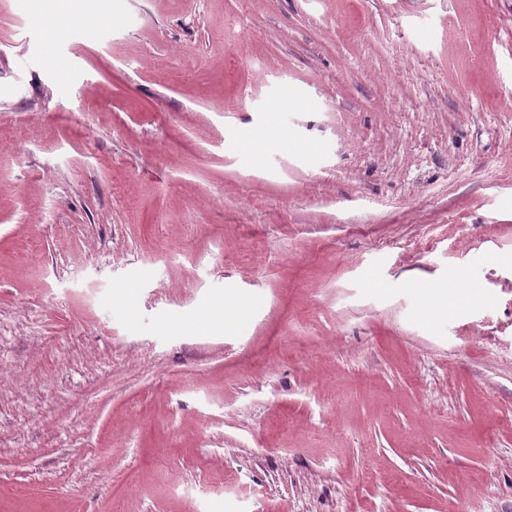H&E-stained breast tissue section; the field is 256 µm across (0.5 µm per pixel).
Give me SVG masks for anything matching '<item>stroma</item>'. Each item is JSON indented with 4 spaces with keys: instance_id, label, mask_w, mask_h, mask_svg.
I'll return each mask as SVG.
<instances>
[{
    "instance_id": "1",
    "label": "stroma",
    "mask_w": 512,
    "mask_h": 512,
    "mask_svg": "<svg viewBox=\"0 0 512 512\" xmlns=\"http://www.w3.org/2000/svg\"><path fill=\"white\" fill-rule=\"evenodd\" d=\"M74 11L0 0V512H512V0Z\"/></svg>"
}]
</instances>
